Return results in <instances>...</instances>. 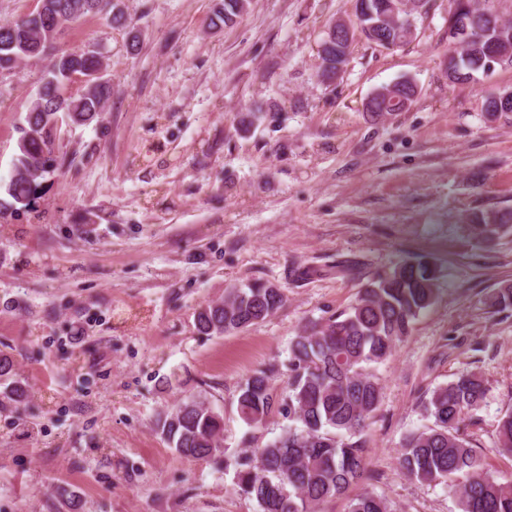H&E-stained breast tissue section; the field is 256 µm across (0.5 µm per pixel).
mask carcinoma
Wrapping results in <instances>:
<instances>
[{"label":"carcinoma","instance_id":"obj_1","mask_svg":"<svg viewBox=\"0 0 512 512\" xmlns=\"http://www.w3.org/2000/svg\"><path fill=\"white\" fill-rule=\"evenodd\" d=\"M454 0L449 18L466 22L470 40L451 48L460 58L456 83L476 80L494 54L512 58V24L490 3ZM108 0H47L45 13H30L0 25V71L46 55L57 29L98 14ZM245 0H217L214 28L230 24L244 11ZM88 77L85 92L65 96L69 71ZM102 70L100 53L74 50L54 56L46 76L30 99L19 128L18 153L13 160L0 209L36 210L43 184L64 165L54 148L55 118L61 112L75 125L99 121L112 94ZM479 242L490 245L512 232V209L489 207L469 216ZM437 270L425 258L374 276L348 309L312 322L291 341L288 391L275 392L270 383L276 368L248 376L240 387L237 410L249 425L258 426L277 412L288 426L262 448L235 460L233 490L254 499L259 512H320L330 499L342 497L366 469L363 435L380 403L382 388L375 367L392 355L413 322L437 298ZM282 289L253 284L231 288L224 301L199 307L196 327L206 335H224L265 320L285 304ZM497 310L512 308V284L487 298ZM14 361L0 353V381L17 398L24 390L11 381ZM483 379L473 373L457 376L435 388L424 411L431 424L406 435L398 465L410 478L440 485L457 500L460 512H512V478L487 468L462 432L468 414L483 402ZM162 439L181 458L211 460L224 465L219 436L224 416L205 400L186 398L155 422ZM498 443L512 453V407L499 420ZM347 512H390L381 496L365 491L348 499Z\"/></svg>","mask_w":512,"mask_h":512}]
</instances>
